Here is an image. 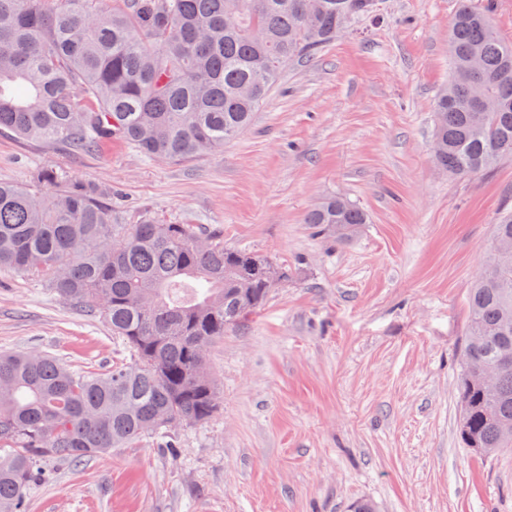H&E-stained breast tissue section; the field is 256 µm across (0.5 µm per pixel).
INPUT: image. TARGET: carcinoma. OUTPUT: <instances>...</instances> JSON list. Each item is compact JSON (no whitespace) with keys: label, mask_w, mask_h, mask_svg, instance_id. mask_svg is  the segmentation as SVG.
I'll return each mask as SVG.
<instances>
[{"label":"carcinoma","mask_w":512,"mask_h":512,"mask_svg":"<svg viewBox=\"0 0 512 512\" xmlns=\"http://www.w3.org/2000/svg\"><path fill=\"white\" fill-rule=\"evenodd\" d=\"M0 0V132L74 152L121 140L180 162L248 128L289 62L311 59L376 0ZM451 73L435 103L431 156L459 177L512 155V41L463 0ZM496 100L471 105L474 85ZM37 191L0 182V268L32 274L100 310L136 363L85 375L53 356L0 355V512H22L44 460L81 462L139 436L203 421L217 406L206 349L257 312L287 272L224 246L202 224H125L99 186L42 169ZM305 223L338 238L367 215L330 197ZM460 428L480 455L512 448V213L468 297ZM496 370V387L481 385Z\"/></svg>","instance_id":"cac0c4a2"}]
</instances>
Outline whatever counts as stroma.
Wrapping results in <instances>:
<instances>
[{
  "label": "stroma",
  "mask_w": 512,
  "mask_h": 512,
  "mask_svg": "<svg viewBox=\"0 0 512 512\" xmlns=\"http://www.w3.org/2000/svg\"><path fill=\"white\" fill-rule=\"evenodd\" d=\"M377 3L289 63L223 151L167 163L0 133V182L52 166L111 190L130 222L213 224L288 271L210 348L209 419L43 463L25 512H512V448L476 457L458 426L467 294L512 210V156L474 177L435 166L458 0ZM329 195L368 223L346 239L305 224ZM29 351L92 375L132 360L101 312L2 269L0 353Z\"/></svg>",
  "instance_id": "stroma-1"
}]
</instances>
